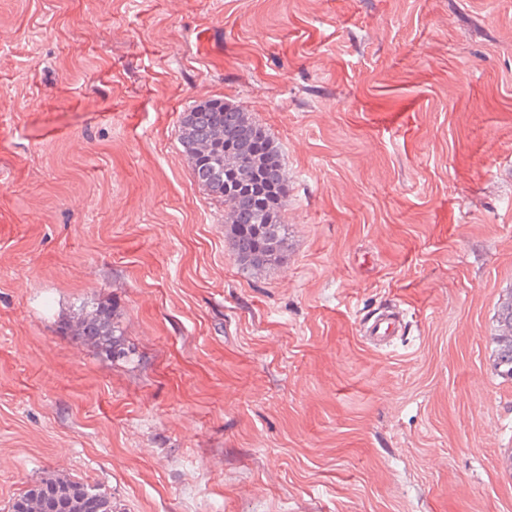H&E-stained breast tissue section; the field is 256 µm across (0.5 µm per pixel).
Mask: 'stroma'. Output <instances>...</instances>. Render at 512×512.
Returning <instances> with one entry per match:
<instances>
[{
    "label": "stroma",
    "instance_id": "stroma-1",
    "mask_svg": "<svg viewBox=\"0 0 512 512\" xmlns=\"http://www.w3.org/2000/svg\"><path fill=\"white\" fill-rule=\"evenodd\" d=\"M213 96L282 151L255 278L178 140ZM511 292L512 0H0V512H512ZM505 304L497 314L495 327L496 333L493 337L496 344L495 368L501 375L512 378V294L510 303L506 306ZM505 307L508 309L510 308V321L503 320V309ZM76 327L77 336H81L101 354L112 359H126L130 356L131 350L126 347L125 339L113 323L108 308L96 306L82 312ZM403 328L400 312L394 309L381 312L363 323V331L367 340L376 346L389 345ZM20 497L22 512H51L56 502L61 505L57 512H122L104 485L56 476L36 480Z\"/></svg>",
    "mask_w": 512,
    "mask_h": 512
}]
</instances>
